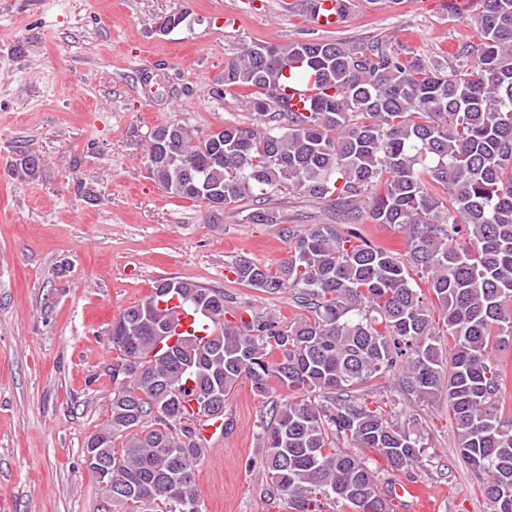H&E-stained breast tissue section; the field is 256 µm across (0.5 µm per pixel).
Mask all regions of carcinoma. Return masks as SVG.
I'll list each match as a JSON object with an SVG mask.
<instances>
[{
  "mask_svg": "<svg viewBox=\"0 0 512 512\" xmlns=\"http://www.w3.org/2000/svg\"><path fill=\"white\" fill-rule=\"evenodd\" d=\"M475 57L450 65L386 42L308 40L254 44L224 69V86L251 89L263 127L226 124L201 138L178 123L145 139L152 178L168 193L203 200L224 190V208L283 186L335 198L334 224L285 228L276 270L246 259L235 280L287 292L305 313L284 322L253 309L225 318L224 292L162 279L112 323V348L144 357L141 374L116 373L102 431L112 459V512H203L195 469L199 422L214 380L226 397L247 380L261 396L278 386L263 446L274 495L286 512H394L386 489L422 459L416 419L398 422L367 391L397 371L421 402L443 398L460 455L491 512H512V415L495 351L512 340V0H479ZM316 74L327 92L307 112L277 94L286 72ZM44 168L22 152L16 175ZM254 224H278L256 208ZM397 228L399 253L368 241L364 221ZM179 308L215 330L184 333L173 353L159 332ZM121 446H116V442ZM387 466L381 475L368 454Z\"/></svg>",
  "mask_w": 512,
  "mask_h": 512,
  "instance_id": "obj_1",
  "label": "carcinoma"
}]
</instances>
